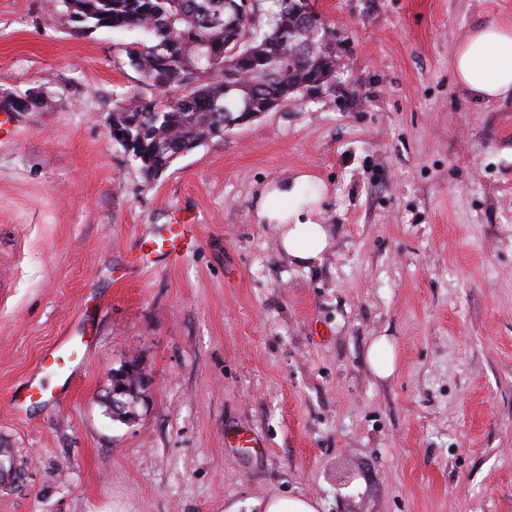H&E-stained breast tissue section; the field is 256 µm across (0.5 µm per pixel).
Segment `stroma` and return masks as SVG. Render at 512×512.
<instances>
[{"mask_svg":"<svg viewBox=\"0 0 512 512\" xmlns=\"http://www.w3.org/2000/svg\"><path fill=\"white\" fill-rule=\"evenodd\" d=\"M49 0H0V93L42 91L0 141V512H512V97L479 102L451 61L512 0H319L347 42L339 92L260 113L154 181L112 139L151 96L140 31L78 35ZM308 173L331 242L306 269L259 223ZM166 224L181 257L135 265ZM91 348L66 398L15 414L45 351ZM395 369L377 377L374 340ZM137 360L147 400L103 404ZM251 431V452L224 444ZM255 512H317V504L309 498L270 497L264 500H256L252 504Z\"/></svg>","mask_w":512,"mask_h":512,"instance_id":"1","label":"stroma"}]
</instances>
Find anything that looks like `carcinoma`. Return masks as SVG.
<instances>
[{"instance_id":"cac0c4a2","label":"carcinoma","mask_w":512,"mask_h":512,"mask_svg":"<svg viewBox=\"0 0 512 512\" xmlns=\"http://www.w3.org/2000/svg\"><path fill=\"white\" fill-rule=\"evenodd\" d=\"M61 0L74 31L140 29L126 45L129 64L155 96L112 111V139L150 182L208 138L303 97V82L336 84L329 59L308 41L303 0ZM122 377L124 407L135 414L143 386L136 361Z\"/></svg>"}]
</instances>
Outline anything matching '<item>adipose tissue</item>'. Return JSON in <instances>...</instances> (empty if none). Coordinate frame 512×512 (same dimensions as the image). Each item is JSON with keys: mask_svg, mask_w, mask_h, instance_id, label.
I'll use <instances>...</instances> for the list:
<instances>
[{"mask_svg": "<svg viewBox=\"0 0 512 512\" xmlns=\"http://www.w3.org/2000/svg\"><path fill=\"white\" fill-rule=\"evenodd\" d=\"M459 87L477 101L512 94V25L489 23L476 28L453 56ZM300 173L267 185L257 201L258 219L279 228V245L299 265L320 264L330 244L326 225L316 220L324 187H312Z\"/></svg>", "mask_w": 512, "mask_h": 512, "instance_id": "1", "label": "adipose tissue"}]
</instances>
